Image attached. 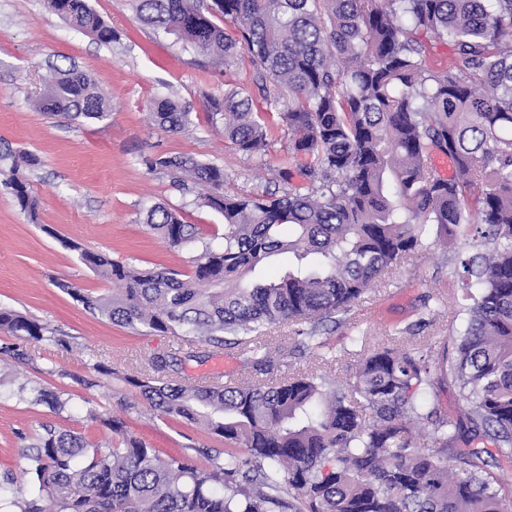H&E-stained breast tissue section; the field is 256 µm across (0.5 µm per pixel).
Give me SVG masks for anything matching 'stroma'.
I'll list each match as a JSON object with an SVG mask.
<instances>
[{"instance_id": "35a3bbf8", "label": "stroma", "mask_w": 512, "mask_h": 512, "mask_svg": "<svg viewBox=\"0 0 512 512\" xmlns=\"http://www.w3.org/2000/svg\"><path fill=\"white\" fill-rule=\"evenodd\" d=\"M112 27L115 40L103 43L74 29L52 13L46 0H0V150L35 155L30 174L41 201L38 221L21 212L9 188L0 184V306L27 314L68 336L70 348L49 340L33 341L26 357L0 365V376L14 385L65 392L71 407L57 415L42 405L0 403V483L27 485L29 459L21 444H36L43 425L81 433L92 443L112 444L116 435L87 415L88 408L121 417L128 431L163 453L202 461L204 452H220L224 441L204 429L157 416L139 403L119 378L87 389L90 364L101 360L121 374L149 372L150 358L175 350L163 333H137L92 315L64 291L72 284L84 292L108 294L111 281L97 276L75 252L70 239L113 260L143 267L189 272L190 255L170 248L143 222L156 204L179 210L198 225L205 239L224 232V217L199 205L198 187L179 189L162 170L148 163L160 156L190 155L222 166L224 191L247 196L280 193L303 182L288 154V132L279 120L289 104L287 90L272 82L257 84L248 54L230 65L201 55L176 36L138 23L131 0H88ZM76 66L88 74L111 104L100 121H67L35 111L52 66ZM246 88L268 125L269 147L248 158L225 142L222 125L208 117V102L230 87ZM162 96L187 104L193 123L179 134L151 123L148 112ZM435 308V320L420 335L396 337L394 329L416 319L422 304ZM461 292L452 264L438 248L406 255L392 283L368 295L354 309L361 333L373 347L442 349L457 318ZM336 359L323 364L307 355L294 360L292 372L327 371L344 383L354 373V357L345 345L347 329L328 327ZM200 357L177 365L186 381L205 385L247 376L234 351L200 346Z\"/></svg>"}]
</instances>
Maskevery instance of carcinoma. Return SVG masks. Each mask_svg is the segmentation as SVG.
<instances>
[{"instance_id": "cac0c4a2", "label": "carcinoma", "mask_w": 512, "mask_h": 512, "mask_svg": "<svg viewBox=\"0 0 512 512\" xmlns=\"http://www.w3.org/2000/svg\"><path fill=\"white\" fill-rule=\"evenodd\" d=\"M138 21L162 29L217 63L245 51L259 81L288 87L280 113L288 152L307 183L281 195L224 193V169L189 155L150 167L175 186L206 189L203 203L224 214V244L213 248L175 209L152 206L145 224L177 250L192 272L119 262L67 240L91 270L117 285L110 295L66 290L91 314L134 332L177 338L186 358L197 344L237 350L264 375L288 358L317 352L334 361L321 329L344 324L365 296L392 280L398 261L423 237L451 252L465 292L454 357L448 349L370 350L360 345L353 381L290 373L279 381L185 385L174 361L150 359L152 373L122 380L161 416L202 427L243 452L207 456L199 467L162 456L126 433L124 420L95 419L121 437L102 446L51 426L23 456L33 481L0 484V512H507L506 482L486 457L512 459V0H135ZM70 26L103 43L115 35L88 0H47ZM235 25L230 35L218 24ZM453 49L448 67L425 65L427 40ZM35 109L71 120H100L108 100L92 78L56 68ZM224 139L247 157L268 147L250 93L237 87L210 102ZM152 123L179 133L190 107L155 101ZM452 163L445 178L432 153ZM11 159L3 184L36 220L40 200L27 172L37 159ZM288 254L275 280L246 277L267 258ZM424 306L413 334L432 322ZM297 339L274 357L270 333ZM12 342L0 359L18 360L30 341L69 340L39 320L0 307ZM459 388L464 414L426 398L437 373ZM29 400L60 414L70 398L0 381V401Z\"/></svg>"}]
</instances>
